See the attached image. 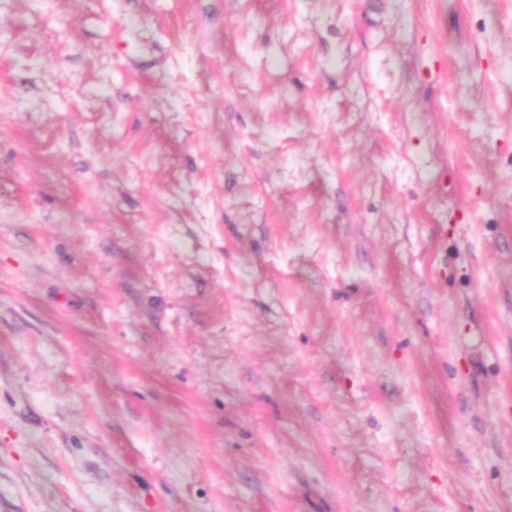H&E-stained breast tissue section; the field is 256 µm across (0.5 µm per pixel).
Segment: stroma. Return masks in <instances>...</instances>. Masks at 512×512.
<instances>
[{"label":"stroma","instance_id":"1","mask_svg":"<svg viewBox=\"0 0 512 512\" xmlns=\"http://www.w3.org/2000/svg\"><path fill=\"white\" fill-rule=\"evenodd\" d=\"M0 512H512V0H0Z\"/></svg>","mask_w":512,"mask_h":512}]
</instances>
